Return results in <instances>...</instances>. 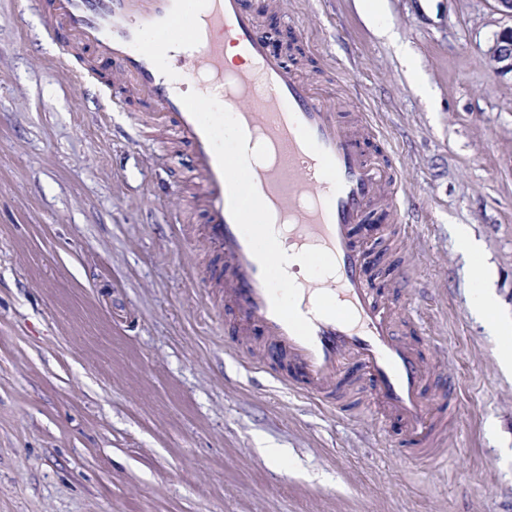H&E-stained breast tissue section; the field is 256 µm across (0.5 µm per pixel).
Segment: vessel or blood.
Returning a JSON list of instances; mask_svg holds the SVG:
<instances>
[{"instance_id": "b4317fda", "label": "vessel or blood", "mask_w": 512, "mask_h": 512, "mask_svg": "<svg viewBox=\"0 0 512 512\" xmlns=\"http://www.w3.org/2000/svg\"><path fill=\"white\" fill-rule=\"evenodd\" d=\"M50 29L117 63L156 113L172 117L204 180L206 238L224 253V299L261 325L300 377L291 388L330 406L346 363L368 385L379 418L396 415L435 460L437 419L419 351L398 334L392 307L365 274L353 225L385 211L402 221L390 156L372 157L364 122L341 120L298 69L270 51L243 0H51ZM238 50L228 68L225 45ZM223 102L224 126L203 101ZM234 137L226 153L225 132ZM316 258L321 275L282 288L275 255Z\"/></svg>"}]
</instances>
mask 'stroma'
Masks as SVG:
<instances>
[{"mask_svg": "<svg viewBox=\"0 0 512 512\" xmlns=\"http://www.w3.org/2000/svg\"><path fill=\"white\" fill-rule=\"evenodd\" d=\"M351 120L371 113L417 269L386 289L452 393L438 471L345 393L291 391L224 307L188 149L120 87L76 83L47 0H0V512H512V77L492 0H251ZM467 229L475 253L458 244ZM493 311L471 303L475 284ZM279 457H272L271 449ZM493 2L494 11L502 18L510 20L511 25L495 33L485 55L490 67L496 73L510 74L512 77V0H493Z\"/></svg>", "mask_w": 512, "mask_h": 512, "instance_id": "35a3bbf8", "label": "stroma"}]
</instances>
